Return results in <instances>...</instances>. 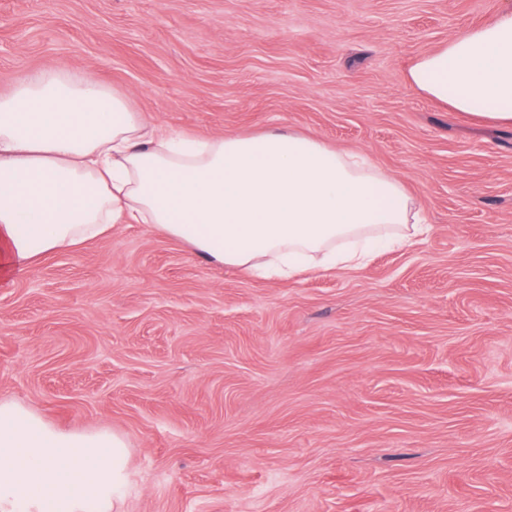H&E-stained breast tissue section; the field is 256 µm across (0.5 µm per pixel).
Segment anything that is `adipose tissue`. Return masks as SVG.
I'll return each mask as SVG.
<instances>
[{"label": "adipose tissue", "instance_id": "1", "mask_svg": "<svg viewBox=\"0 0 512 512\" xmlns=\"http://www.w3.org/2000/svg\"><path fill=\"white\" fill-rule=\"evenodd\" d=\"M416 92L512 126V10L407 69ZM115 224H149L208 262L255 273L356 268L372 246L432 227L403 182L363 152L281 130L188 137L59 66L0 97V282ZM116 432L62 431L0 400V512H112L128 482Z\"/></svg>", "mask_w": 512, "mask_h": 512}]
</instances>
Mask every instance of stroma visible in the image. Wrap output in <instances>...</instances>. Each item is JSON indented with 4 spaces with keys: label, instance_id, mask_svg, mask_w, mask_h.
I'll list each match as a JSON object with an SVG mask.
<instances>
[{
    "label": "stroma",
    "instance_id": "1",
    "mask_svg": "<svg viewBox=\"0 0 512 512\" xmlns=\"http://www.w3.org/2000/svg\"><path fill=\"white\" fill-rule=\"evenodd\" d=\"M512 0H0V95L57 66L164 130L365 151L432 233L261 278L147 224L0 285V399L129 446L115 512H512V127L411 60Z\"/></svg>",
    "mask_w": 512,
    "mask_h": 512
}]
</instances>
